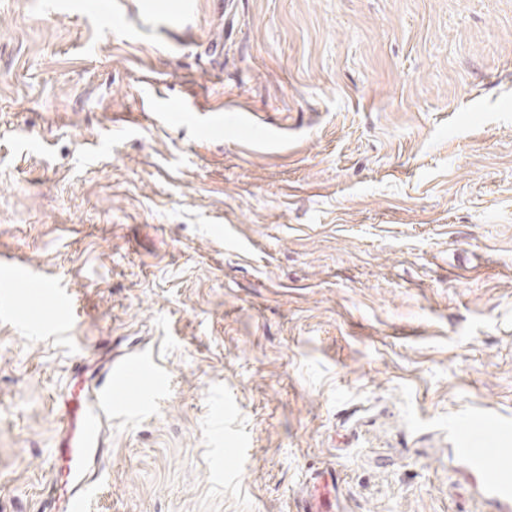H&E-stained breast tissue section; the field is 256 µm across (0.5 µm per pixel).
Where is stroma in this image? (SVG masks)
Masks as SVG:
<instances>
[{
  "label": "stroma",
  "instance_id": "obj_1",
  "mask_svg": "<svg viewBox=\"0 0 512 512\" xmlns=\"http://www.w3.org/2000/svg\"><path fill=\"white\" fill-rule=\"evenodd\" d=\"M107 3L0 0V260L69 294L88 372L170 379L92 512H295L331 466L343 512H512L456 435L507 422L512 468V0ZM6 276L0 512H54L74 350ZM506 428L503 423L493 417H478L467 420L461 424L458 428V433L462 443L468 446V436L473 431H479L483 435V438H493Z\"/></svg>",
  "mask_w": 512,
  "mask_h": 512
}]
</instances>
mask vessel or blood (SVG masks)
<instances>
[{
	"instance_id": "obj_1",
	"label": "vessel or blood",
	"mask_w": 512,
	"mask_h": 512,
	"mask_svg": "<svg viewBox=\"0 0 512 512\" xmlns=\"http://www.w3.org/2000/svg\"><path fill=\"white\" fill-rule=\"evenodd\" d=\"M147 371L153 375V390L167 387L165 373L157 369L145 350L108 361L95 382L82 376L70 382L59 406L62 427L46 453L59 482L60 512H91L96 476L109 453L104 445L103 424L114 411L127 407L118 396L119 390L135 387ZM503 428L495 418L478 417L461 424L458 433L463 439L475 431L492 438ZM339 496L335 473H313L312 488L302 497L297 512H336Z\"/></svg>"
}]
</instances>
